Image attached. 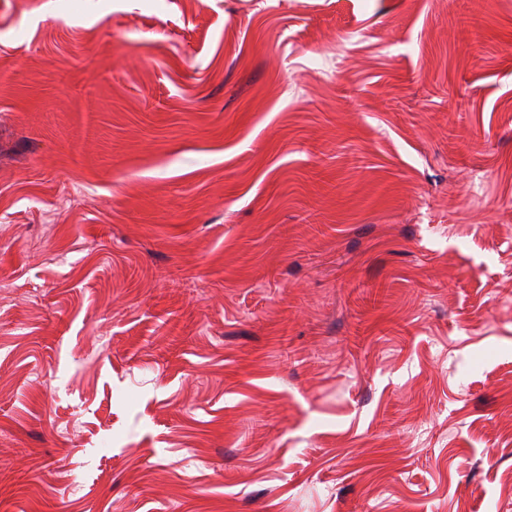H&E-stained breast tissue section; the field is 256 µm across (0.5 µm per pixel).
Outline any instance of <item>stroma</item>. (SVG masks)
Instances as JSON below:
<instances>
[{
	"instance_id": "1",
	"label": "stroma",
	"mask_w": 512,
	"mask_h": 512,
	"mask_svg": "<svg viewBox=\"0 0 512 512\" xmlns=\"http://www.w3.org/2000/svg\"><path fill=\"white\" fill-rule=\"evenodd\" d=\"M0 512H512V0H0Z\"/></svg>"
}]
</instances>
